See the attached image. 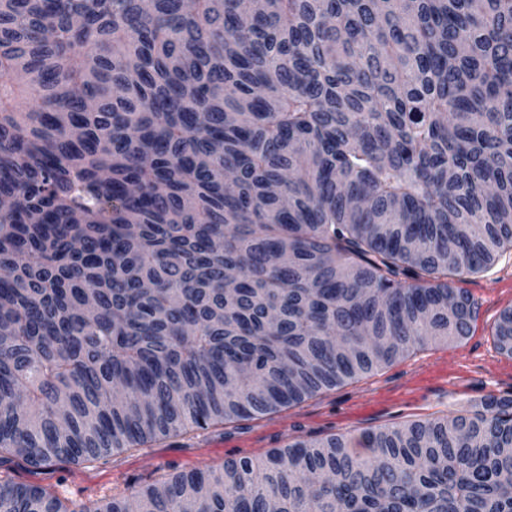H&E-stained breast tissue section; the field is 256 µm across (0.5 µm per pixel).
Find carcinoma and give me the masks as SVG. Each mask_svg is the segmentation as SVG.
I'll list each match as a JSON object with an SVG mask.
<instances>
[{"mask_svg":"<svg viewBox=\"0 0 512 512\" xmlns=\"http://www.w3.org/2000/svg\"><path fill=\"white\" fill-rule=\"evenodd\" d=\"M0 200V462L300 403L471 333L454 284L512 251V0H0ZM273 508L512 512V399L102 503L0 470V512Z\"/></svg>","mask_w":512,"mask_h":512,"instance_id":"cac0c4a2","label":"carcinoma"}]
</instances>
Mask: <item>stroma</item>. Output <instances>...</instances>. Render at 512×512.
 I'll return each mask as SVG.
<instances>
[{
	"label": "stroma",
	"mask_w": 512,
	"mask_h": 512,
	"mask_svg": "<svg viewBox=\"0 0 512 512\" xmlns=\"http://www.w3.org/2000/svg\"><path fill=\"white\" fill-rule=\"evenodd\" d=\"M462 286L479 307L465 339L428 343L392 364L267 416L152 442L87 468L58 464L34 474L21 469L17 477L72 500L130 496L174 468L188 470L201 462L217 468L227 458H261L296 439L340 432L357 437L394 423L473 411L491 395L512 397V358L500 353L493 337L500 313L512 308V252Z\"/></svg>",
	"instance_id": "35a3bbf8"
}]
</instances>
